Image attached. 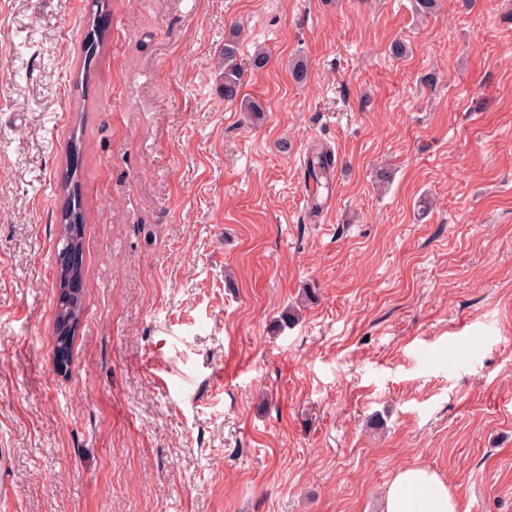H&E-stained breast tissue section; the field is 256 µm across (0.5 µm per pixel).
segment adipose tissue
I'll use <instances>...</instances> for the list:
<instances>
[{
    "instance_id": "obj_1",
    "label": "adipose tissue",
    "mask_w": 512,
    "mask_h": 512,
    "mask_svg": "<svg viewBox=\"0 0 512 512\" xmlns=\"http://www.w3.org/2000/svg\"><path fill=\"white\" fill-rule=\"evenodd\" d=\"M382 512H458L448 484L424 468H405L389 484Z\"/></svg>"
}]
</instances>
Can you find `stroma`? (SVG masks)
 <instances>
[{
  "instance_id": "stroma-1",
  "label": "stroma",
  "mask_w": 512,
  "mask_h": 512,
  "mask_svg": "<svg viewBox=\"0 0 512 512\" xmlns=\"http://www.w3.org/2000/svg\"><path fill=\"white\" fill-rule=\"evenodd\" d=\"M0 455V512H512V0H0ZM104 44V32L95 25V18H93L92 25L88 28L83 41V77L77 79L74 82V91L79 95V88L81 89L84 83V77L87 78L86 73H90L96 68L98 58L100 55L101 48ZM240 33L238 30H234L232 36L225 41L218 63L224 99L231 102L238 99L243 87V72L238 66L236 58ZM63 192L65 199L61 207L59 224L64 225L59 228V237L61 236L60 232L63 231L65 235H68L71 238L75 245V251L78 250V253H80L83 239V219L81 215L80 197L78 194L76 169L70 170L63 187ZM382 512H458L448 483L424 468H405L388 485Z\"/></svg>"
}]
</instances>
